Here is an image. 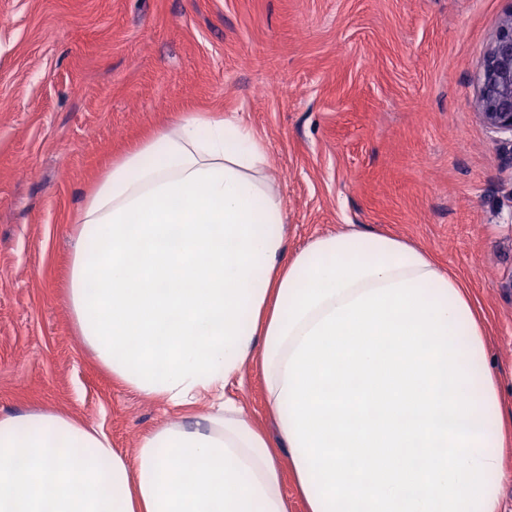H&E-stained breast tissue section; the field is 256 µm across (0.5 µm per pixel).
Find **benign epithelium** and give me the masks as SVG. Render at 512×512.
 Returning a JSON list of instances; mask_svg holds the SVG:
<instances>
[{"mask_svg": "<svg viewBox=\"0 0 512 512\" xmlns=\"http://www.w3.org/2000/svg\"><path fill=\"white\" fill-rule=\"evenodd\" d=\"M476 107L483 125L512 136V12L504 16L483 54Z\"/></svg>", "mask_w": 512, "mask_h": 512, "instance_id": "obj_1", "label": "benign epithelium"}]
</instances>
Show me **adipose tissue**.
I'll use <instances>...</instances> for the list:
<instances>
[{
  "label": "adipose tissue",
  "mask_w": 512,
  "mask_h": 512,
  "mask_svg": "<svg viewBox=\"0 0 512 512\" xmlns=\"http://www.w3.org/2000/svg\"><path fill=\"white\" fill-rule=\"evenodd\" d=\"M266 142L194 114L113 162L77 215L69 305L131 390L204 414L132 454L54 411L0 416V512H504L512 401L471 292L357 230L286 251ZM258 358L278 437L224 390Z\"/></svg>",
  "instance_id": "adipose-tissue-1"
}]
</instances>
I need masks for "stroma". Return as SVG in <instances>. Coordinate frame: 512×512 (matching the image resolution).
<instances>
[{
	"label": "stroma",
	"mask_w": 512,
	"mask_h": 512,
	"mask_svg": "<svg viewBox=\"0 0 512 512\" xmlns=\"http://www.w3.org/2000/svg\"><path fill=\"white\" fill-rule=\"evenodd\" d=\"M512 0H0V414L57 411L131 452L172 407L73 322L72 221L131 145L194 113L264 136L288 251L340 231L430 254L487 320L512 397V143L474 105ZM229 395L266 432L257 361Z\"/></svg>",
	"instance_id": "1"
}]
</instances>
